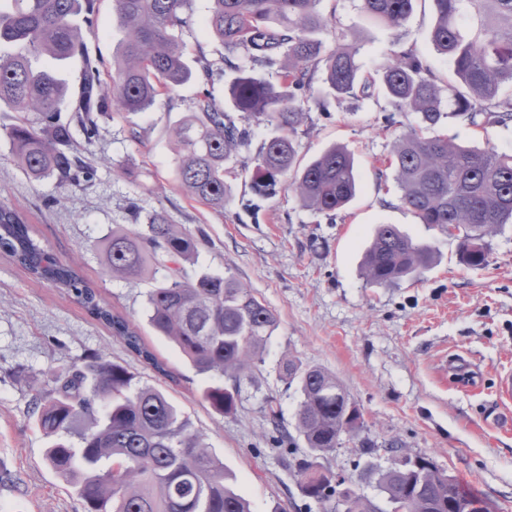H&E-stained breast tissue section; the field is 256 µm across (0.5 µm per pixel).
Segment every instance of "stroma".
Wrapping results in <instances>:
<instances>
[{"label":"stroma","instance_id":"obj_1","mask_svg":"<svg viewBox=\"0 0 512 512\" xmlns=\"http://www.w3.org/2000/svg\"><path fill=\"white\" fill-rule=\"evenodd\" d=\"M358 4L321 0L318 9L359 33L360 61L374 74L391 35ZM209 7V0H192L180 38L188 63L206 57L219 76L159 96L148 112L102 121L89 148L97 166L92 183L60 193L55 180H33L14 165L7 141L0 140V201L21 211L54 255L75 261L102 301L138 325L165 367L160 374L138 362L73 295L30 278L0 255V470L11 475L0 484V512H84L72 487L44 460L50 442L30 416V387L42 383L49 368L79 365L97 354L130 366L170 397L232 475L252 512H322L299 491L289 467L292 458L306 453L302 439L275 449L265 415V399L273 395L284 428L295 424L299 397L279 374L287 356L336 375L363 414L364 436L378 445L368 457L354 442H344L323 460L334 473L350 480L370 462L392 467L395 459L383 444L396 438L410 454L431 457L441 471L475 490L493 512H512V427L501 421L495 393L498 375L512 369V228L493 237L487 266H459L457 239L419 223L384 173L392 141L416 117L404 115L400 125L385 128L389 103L379 91L360 101L329 96L307 104L300 163L335 143L355 158L360 191L335 219L302 208L291 191L281 188L268 197L252 191L254 158L272 133L262 124H249L248 144L224 174L231 197L223 210L185 196L175 176L172 127L202 90L223 100L237 68L251 65L244 50H227L205 33ZM434 21L432 0H416L403 31L444 80L450 69L433 50ZM120 38L112 0H97L95 33L87 44L102 73L111 72ZM442 129L457 143L512 153V127L480 129L448 119ZM114 162L123 165L122 174H113ZM155 210L200 235L197 269L233 273L278 316L265 364L244 384L233 414L219 415L202 400L208 377L148 324L146 297L155 280L125 281L104 273L101 238L108 226L132 225L135 215ZM380 224L398 225L415 241L431 244L435 263L397 286L366 285L360 265ZM448 358L474 375L476 387H459L453 374L444 373Z\"/></svg>","mask_w":512,"mask_h":512}]
</instances>
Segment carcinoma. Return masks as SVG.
Returning <instances> with one entry per match:
<instances>
[{
    "mask_svg": "<svg viewBox=\"0 0 512 512\" xmlns=\"http://www.w3.org/2000/svg\"><path fill=\"white\" fill-rule=\"evenodd\" d=\"M206 32L226 47L241 48L254 64L278 66L272 82L252 69L236 68L227 101L245 122L274 129L251 173L254 192H293L301 207L331 215L358 191L353 154L334 144L305 166L297 163V138L308 120L305 99L314 84L341 97L366 98L373 80L359 63L360 35L335 28L318 11L320 0H210ZM416 0H360L369 20L395 36L382 66V92L392 114H415L418 125L395 139L385 167L392 172L399 201L422 224L453 226L458 262L469 268L488 263L490 241L512 224V154L493 147L454 143L443 134L425 136L449 113L473 127L512 125V0H433L434 51L445 57L454 79L445 85L410 46L401 28ZM191 0H113V17L123 38L112 73L103 77L87 39L93 34L95 0H0V105L20 113L5 129L9 158L34 180L53 179L65 193L92 181L97 169L88 145L108 112L139 114L158 96L175 91L201 73L211 79L214 63L205 57L193 70L173 31L188 25ZM84 14L86 27L72 22ZM333 28L336 46L319 34ZM83 60L77 94L54 70H37L32 60ZM69 117L61 120L60 112ZM36 118H29V114ZM240 127L208 90L171 130L175 173L189 197L223 210L230 187L224 166L247 144ZM0 244L33 279L47 280L74 295L84 309L120 338L129 353L163 373V364L137 328L112 307L72 262L44 248L31 225L0 201ZM195 234L171 222L164 211L149 215L144 229L113 225L102 238L106 275L138 280L161 276L147 298V317L159 335L173 342L213 382L202 400L220 415L233 412L243 381L265 362L278 317L232 273L222 276L187 268L197 253ZM434 261V249L394 224H380L364 252L362 275L373 287L393 286L419 275ZM280 375L296 386L295 429L307 455L290 463L301 493L327 512H378L362 492L365 477L377 475L387 503L400 500L406 512H435L445 501H460L473 512H490L484 500L441 472L425 456H410L391 440L395 466L366 471L346 486L320 459L360 438L364 422L336 376L291 358ZM231 384L224 385V380ZM30 415L51 439L45 461L72 486L84 512H251L249 502L229 483L224 465L191 429L179 408L159 388L141 382L128 366L97 355L82 366L54 370L44 386L31 387ZM266 415L279 442L293 439L280 430L276 399L266 397Z\"/></svg>",
    "mask_w": 512,
    "mask_h": 512,
    "instance_id": "obj_1",
    "label": "carcinoma"
}]
</instances>
